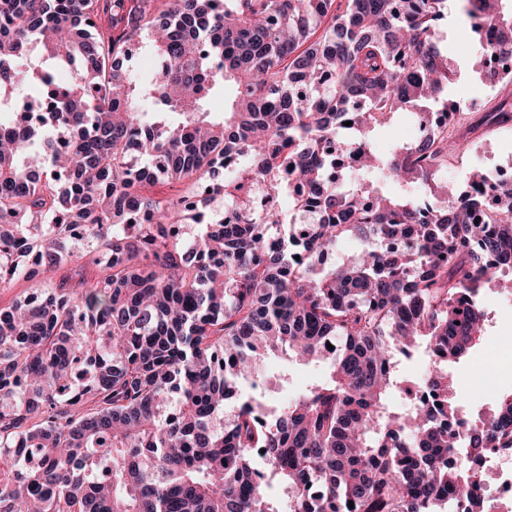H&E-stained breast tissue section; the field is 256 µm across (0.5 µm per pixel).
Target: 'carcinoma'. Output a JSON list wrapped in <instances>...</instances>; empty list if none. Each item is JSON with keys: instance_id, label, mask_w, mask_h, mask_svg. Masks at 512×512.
Returning <instances> with one entry per match:
<instances>
[{"instance_id": "cac0c4a2", "label": "carcinoma", "mask_w": 512, "mask_h": 512, "mask_svg": "<svg viewBox=\"0 0 512 512\" xmlns=\"http://www.w3.org/2000/svg\"><path fill=\"white\" fill-rule=\"evenodd\" d=\"M457 2L481 55L512 50V0ZM446 17L448 0H0V97L21 98L0 118V285L38 289L83 256L101 270L0 308V512H281L286 497L289 512H492L479 467L490 448L512 457V391L462 418L448 365L505 293L512 187L437 176L480 127L511 128L512 103L373 146L402 113L457 109ZM135 45L155 59L142 77ZM238 153L306 192L276 185L263 224L199 214L183 246V197L144 188L201 184L249 214L218 178ZM283 213L312 216L302 264L269 246ZM348 238L358 256L324 267ZM397 353L432 368L405 386ZM279 354L330 373L224 419ZM415 390L428 397L394 409Z\"/></svg>"}]
</instances>
